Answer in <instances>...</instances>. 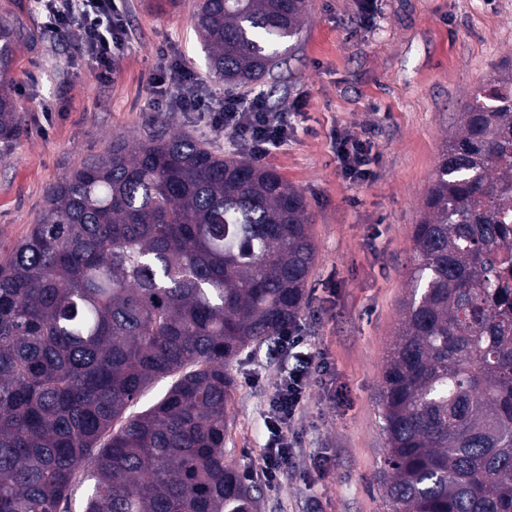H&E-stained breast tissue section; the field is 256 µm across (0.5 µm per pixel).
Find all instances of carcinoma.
<instances>
[{"mask_svg": "<svg viewBox=\"0 0 512 512\" xmlns=\"http://www.w3.org/2000/svg\"><path fill=\"white\" fill-rule=\"evenodd\" d=\"M307 0H196L208 73L287 62ZM24 33L0 16V147ZM512 64L458 112L411 235L383 372L387 512H512ZM275 170L192 136L112 139L0 260V512H258L224 461L229 365L297 322L316 246ZM156 400L140 402L160 382Z\"/></svg>", "mask_w": 512, "mask_h": 512, "instance_id": "carcinoma-1", "label": "carcinoma"}]
</instances>
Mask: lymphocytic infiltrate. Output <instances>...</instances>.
Masks as SVG:
<instances>
[{
	"label": "lymphocytic infiltrate",
	"mask_w": 512,
	"mask_h": 512,
	"mask_svg": "<svg viewBox=\"0 0 512 512\" xmlns=\"http://www.w3.org/2000/svg\"><path fill=\"white\" fill-rule=\"evenodd\" d=\"M34 3L50 32H78V54L97 79L110 80L117 60L128 49L126 23L117 0H34ZM197 82L196 74L189 67L173 59L159 63L150 88L170 110L201 114L211 129L228 134L237 151L251 159H266L273 150L287 145L288 114L272 111L263 92L206 98L197 93ZM332 139L344 175L369 179L373 159L364 142L342 130L334 131ZM281 346L291 356L293 365L274 386L270 408L277 418L275 443L264 449L257 463L262 476L270 482L275 481L293 447L288 425L303 410L309 383L314 376L328 371L322 353L304 342L295 328L284 332Z\"/></svg>",
	"instance_id": "obj_1"
}]
</instances>
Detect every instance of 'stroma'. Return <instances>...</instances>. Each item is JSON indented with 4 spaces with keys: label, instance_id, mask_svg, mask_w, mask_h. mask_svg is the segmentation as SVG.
<instances>
[{
    "label": "stroma",
    "instance_id": "stroma-1",
    "mask_svg": "<svg viewBox=\"0 0 512 512\" xmlns=\"http://www.w3.org/2000/svg\"><path fill=\"white\" fill-rule=\"evenodd\" d=\"M121 5L131 46L111 81L99 83L76 54L77 33L45 29L32 0H0V15L28 34L11 75L22 132L0 157V257L29 233L49 189L113 136L140 137L157 118L168 133L232 151L227 134L158 106L151 94L162 49L196 72L203 93L224 91L206 70L193 0ZM511 56L512 0H309L287 66L277 81L260 82L271 105L291 113L287 146L265 164L309 205L317 259L297 331L325 354L332 383L310 384L305 412L290 427L299 437L294 456L270 484L257 470L274 439L268 398L292 362L264 349L233 362L225 460L261 486L259 512H383L379 400L412 226L455 112ZM336 129L371 141L373 179L343 178ZM316 456L327 458V473L301 478Z\"/></svg>",
    "mask_w": 512,
    "mask_h": 512
}]
</instances>
